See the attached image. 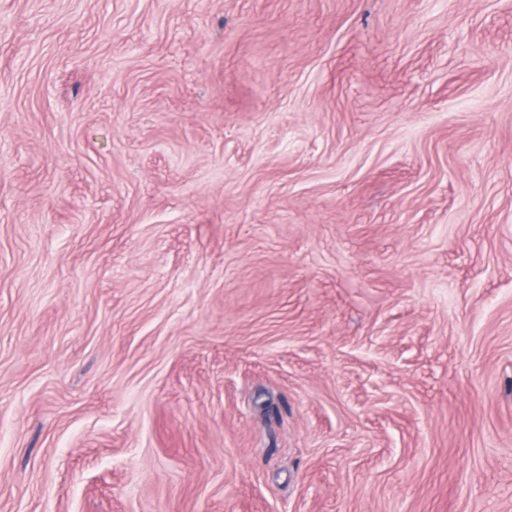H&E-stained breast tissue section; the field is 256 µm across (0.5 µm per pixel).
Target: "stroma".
<instances>
[{
	"instance_id": "1",
	"label": "stroma",
	"mask_w": 512,
	"mask_h": 512,
	"mask_svg": "<svg viewBox=\"0 0 512 512\" xmlns=\"http://www.w3.org/2000/svg\"><path fill=\"white\" fill-rule=\"evenodd\" d=\"M0 512H512V0H0Z\"/></svg>"
}]
</instances>
